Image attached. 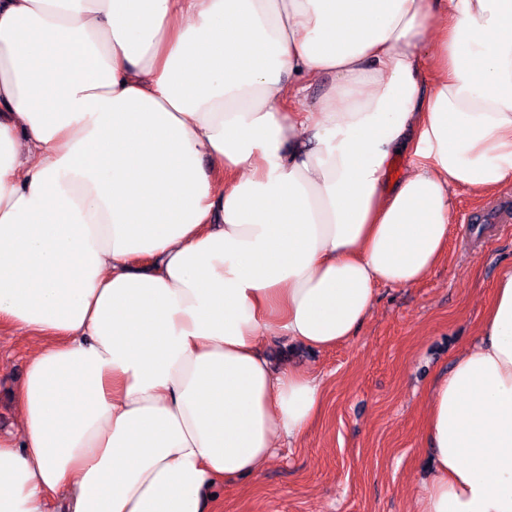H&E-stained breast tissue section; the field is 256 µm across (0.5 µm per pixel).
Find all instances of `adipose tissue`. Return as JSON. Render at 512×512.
Wrapping results in <instances>:
<instances>
[{"instance_id":"adipose-tissue-1","label":"adipose tissue","mask_w":512,"mask_h":512,"mask_svg":"<svg viewBox=\"0 0 512 512\" xmlns=\"http://www.w3.org/2000/svg\"><path fill=\"white\" fill-rule=\"evenodd\" d=\"M510 183L512 0H0V512H213L321 409L265 337L348 342ZM424 436L413 512H512V272ZM0 335V431L13 429L16 422L14 391L26 371L29 341L25 336Z\"/></svg>"}]
</instances>
